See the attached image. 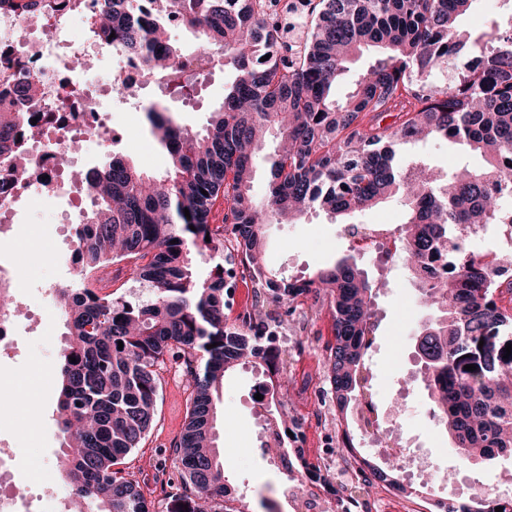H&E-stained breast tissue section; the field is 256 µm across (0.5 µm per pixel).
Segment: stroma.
<instances>
[{
    "label": "stroma",
    "mask_w": 512,
    "mask_h": 512,
    "mask_svg": "<svg viewBox=\"0 0 512 512\" xmlns=\"http://www.w3.org/2000/svg\"><path fill=\"white\" fill-rule=\"evenodd\" d=\"M234 78L231 69L215 70L205 77L192 93L190 106L180 107L181 124L202 130L213 109L224 100V88ZM424 159L438 170L453 168L465 161L479 165L475 154H464L444 140H428L401 146L396 154L399 167L415 159ZM343 226L324 212L317 211L294 224H271L267 227L265 263L288 276H311L318 268L349 256ZM62 225L57 224L52 207L27 210L22 225L13 230L8 248L1 254L16 261L18 274L14 280L13 299L22 309L17 324L26 315L41 317V330L23 333L17 348L0 354V388L8 393L10 407L0 412V436L10 440L18 450L14 467L23 485L37 488L53 483L55 494L46 498L42 512H57L66 501L68 491L59 480L57 454L61 444L56 426V377L65 333L64 316L51 305V288L74 282L71 260L61 239ZM361 265L369 279L380 288L376 300V345L369 361L373 388L384 399L394 396L399 383L409 373L420 371L421 363L415 338L422 326L432 318L431 310L420 303V293L402 265L385 266L380 260L365 257ZM157 372L161 380L156 423L142 448L126 459L124 471L141 485L155 483L160 467L172 464L170 448L179 436L188 395L181 367L173 360L161 363ZM261 374L252 365H240L227 373L224 395L217 404L216 428L219 446L224 450V476L235 487H247L246 495L235 499L236 512H262L257 489L274 477L262 462L239 465L231 450L240 442V433L253 423L259 411L251 401V387ZM411 413L406 428L421 432L438 462L449 468H463L472 480L483 486H495L512 478V458L504 457L489 465H467L458 458L451 438L434 419L433 405L422 384L407 391Z\"/></svg>",
    "instance_id": "obj_1"
}]
</instances>
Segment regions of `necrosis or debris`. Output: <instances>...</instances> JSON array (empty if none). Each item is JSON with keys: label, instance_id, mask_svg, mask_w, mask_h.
<instances>
[{"label": "necrosis or debris", "instance_id": "necrosis-or-debris-1", "mask_svg": "<svg viewBox=\"0 0 512 512\" xmlns=\"http://www.w3.org/2000/svg\"><path fill=\"white\" fill-rule=\"evenodd\" d=\"M56 10L46 14L37 27H29L28 15L21 9L0 6V106H12L15 77H23L34 87L38 103L30 115L44 130L41 141L21 139L28 176L23 183L8 185L0 181V229L11 230L19 200L50 199L59 188L64 167L73 154L71 140L77 139L97 154L112 150V129L107 124L89 86L121 84L127 89L140 87L145 80L160 84L161 74H147L142 58L112 48L98 33L94 18L96 0H55ZM87 57L88 81H81L70 69L74 58ZM350 241L359 254L388 255L401 258L403 247L387 225L365 224L353 230ZM325 392L323 376L312 378L307 391L299 393L297 408L289 413L266 417L257 425L261 445L273 448L283 443L288 431L303 434L314 427H333L338 452L325 451L316 477L300 472L294 461L302 455L293 450L275 457L273 469L278 482L266 488L270 505L285 501L294 512H352L354 499L345 472L364 473L369 469L366 458L347 448L341 434V415L329 416L321 407ZM403 411L388 408L371 392H364L355 421L356 427L391 469L372 503L374 512L384 500L394 497L404 503L407 512H446L448 507L465 506L476 490L467 476L450 474L437 465L431 455L414 448V437L403 430ZM14 450L0 439V512H30L34 494L21 488L12 468ZM434 482L439 495L421 499L415 486L418 481Z\"/></svg>", "mask_w": 512, "mask_h": 512}]
</instances>
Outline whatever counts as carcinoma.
Returning <instances> with one entry per match:
<instances>
[{
	"label": "carcinoma",
	"mask_w": 512,
	"mask_h": 512,
	"mask_svg": "<svg viewBox=\"0 0 512 512\" xmlns=\"http://www.w3.org/2000/svg\"><path fill=\"white\" fill-rule=\"evenodd\" d=\"M137 2L97 0L96 25L113 46L148 57L170 95L189 96L191 82L188 55L163 19L169 12L194 34L198 66L219 56L236 76L200 132L178 124L165 100L146 109L168 154L162 174L114 152L81 180L90 206L74 228L80 272L55 290L67 322L56 419L60 472L73 512H153L140 483L117 465L155 424L156 367L167 357L182 361L190 392L173 444L178 485L164 512H236L224 505L214 425L224 378L248 357L260 366L285 359L263 343L278 317L258 312L244 328L228 322L224 264L232 257L210 222L220 197L224 231L237 241L243 270L267 291L266 302L287 314L300 298L329 303L334 342L325 368L344 409L360 387L373 284L352 256L308 278L268 269L264 228L316 208L344 218L402 199L405 261L435 312L416 336L433 415L465 462L512 457V355L503 352L512 344V313L498 305L503 292L512 295V252L486 263L457 244L494 225L512 236V173L497 169L512 157V14L477 33L460 26L475 0H303L301 9L287 0L280 22L268 9L281 0H151V16ZM463 50L475 61L449 82L423 78ZM366 51L374 53L372 64L343 101L333 99L336 78ZM386 112L395 121L384 126ZM21 118L0 110V156L15 159L18 177ZM439 137L480 153L485 164L447 176L419 162L398 168L395 146ZM260 159L268 176L262 201L252 194ZM196 256L211 262L204 277L192 268ZM131 258L141 261L134 275L150 288L147 298L114 299L90 286L99 271ZM470 364L476 370H464ZM497 507L512 512V491L473 497L465 512Z\"/></svg>",
	"instance_id": "carcinoma-1"
}]
</instances>
